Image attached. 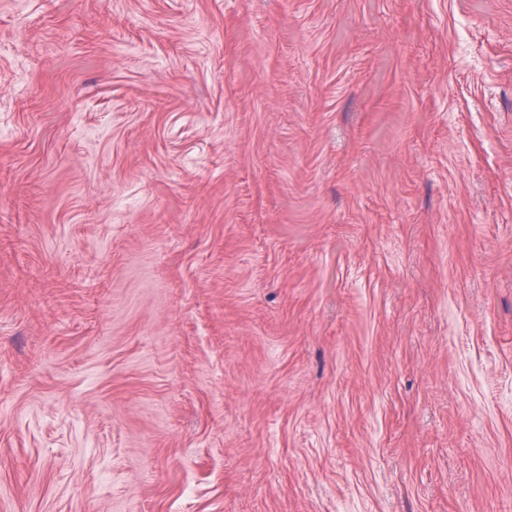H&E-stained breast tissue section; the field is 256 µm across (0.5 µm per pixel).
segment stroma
Segmentation results:
<instances>
[{
	"label": "stroma",
	"instance_id": "1",
	"mask_svg": "<svg viewBox=\"0 0 512 512\" xmlns=\"http://www.w3.org/2000/svg\"><path fill=\"white\" fill-rule=\"evenodd\" d=\"M0 512H512V0H0Z\"/></svg>",
	"mask_w": 512,
	"mask_h": 512
}]
</instances>
